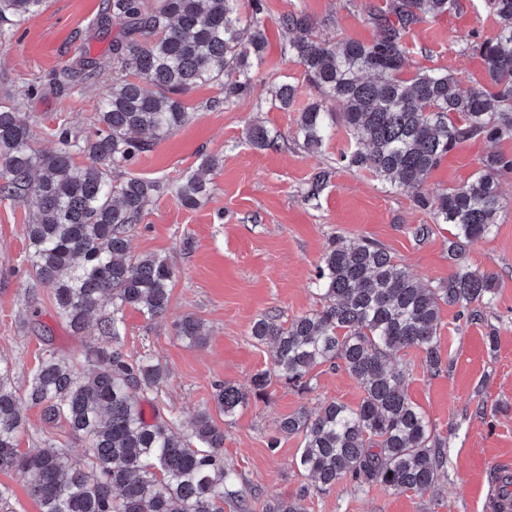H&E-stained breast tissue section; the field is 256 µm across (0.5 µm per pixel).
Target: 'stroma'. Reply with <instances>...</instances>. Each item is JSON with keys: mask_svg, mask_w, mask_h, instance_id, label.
Here are the masks:
<instances>
[{"mask_svg": "<svg viewBox=\"0 0 512 512\" xmlns=\"http://www.w3.org/2000/svg\"><path fill=\"white\" fill-rule=\"evenodd\" d=\"M365 0H240L250 17L261 6L268 44L254 69V89L220 107L218 86L197 88L184 98L188 122L113 173L114 179L135 176L157 182L159 192L146 207L130 237L135 256L154 254L174 266L168 312L149 319L127 310L125 353L150 357L166 377L146 404L161 405L179 417L210 402L214 387L230 382L246 387L251 377L270 365V350L250 336L255 320L272 315L281 323L318 308L312 283L317 266L336 237L365 238L381 244L421 281L447 280L450 227L435 223L430 212L416 207L410 194L366 172H353L340 161L349 137L344 127L319 152L304 148L296 136L297 115L271 104V83L303 86L301 103L316 100L306 90L302 67L281 52L280 19L301 12L316 21L326 39L351 37L371 41L376 31L366 19ZM100 0H44L40 11L21 28L17 40L0 51V102L38 83L42 89L22 112L38 133L36 147L57 148L48 131L67 120L75 131L93 128L98 103L112 79V36L123 27L113 21L111 33L92 29ZM498 21L489 0H461L460 9L430 19L415 29L406 77L419 70L445 68L465 86L485 84L486 75L470 41L494 36ZM97 62L98 80L65 92L49 80L79 56ZM264 128L272 147L253 145L249 131ZM512 157V139L464 142L448 154L425 184L430 194L463 183L490 155ZM207 157L221 162L210 194L193 210L184 208L174 188ZM332 171L319 196L306 199L312 174ZM503 208L493 235L470 245L467 263L491 273L497 282L494 303L481 321L468 323L454 307H443L440 346L451 362L433 376L419 351L403 352L409 397L426 413L433 429L448 439V462L425 496L398 493L380 486L363 491L337 483L329 492L307 498L306 512H498L495 482L502 466H512V175L503 178ZM30 208L0 199V367L9 366L17 393H24L43 349L64 356L84 351L87 336L71 333L56 317L45 288L33 280L27 260L24 226ZM429 225L421 242L414 225ZM198 318L206 342L190 348L177 340L174 323ZM313 392L301 395L282 382H272L263 399H250L235 416L215 413L224 428V461L242 472L243 491H255L253 512L295 495L307 484L293 460L301 436L279 433L281 419L300 409H315L336 400L356 405L362 397L357 381L344 370L320 366L313 371ZM20 450L38 447L43 438L60 441L71 456L84 454V444L64 426L46 424L38 409L24 411ZM279 437L277 451L267 447Z\"/></svg>", "mask_w": 512, "mask_h": 512, "instance_id": "obj_1", "label": "stroma"}]
</instances>
